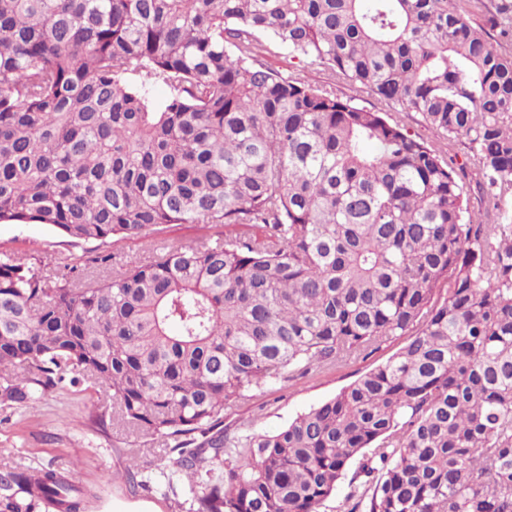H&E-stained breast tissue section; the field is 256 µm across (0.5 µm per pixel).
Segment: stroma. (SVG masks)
I'll return each instance as SVG.
<instances>
[{
    "label": "stroma",
    "instance_id": "35a3bbf8",
    "mask_svg": "<svg viewBox=\"0 0 512 512\" xmlns=\"http://www.w3.org/2000/svg\"><path fill=\"white\" fill-rule=\"evenodd\" d=\"M262 61L283 74H293L317 85L331 84L337 95L359 107L369 110L382 107L375 96L345 81H330L323 69L289 59L275 44H268ZM441 145L468 189L470 210L476 213L485 209L490 190L467 164L465 139L459 137ZM150 248L147 240L77 241L48 225L0 223V255L21 254L39 260L51 275L73 266L82 273L95 274L94 258L106 253L111 255V266L117 270L146 257ZM402 345V340L396 339L345 367L263 387L226 415L224 421L245 433L277 431L298 414L334 397L357 378L386 362ZM98 405V395L84 390L81 384L67 382L34 407L0 405V472L53 467L77 490L92 491L87 512H188L189 503L184 494L169 492L166 477L150 466L151 461L165 456L164 442L135 436L119 424H98L94 417ZM131 448L148 464L144 476L149 486L136 493L130 491L122 477L126 452Z\"/></svg>",
    "mask_w": 512,
    "mask_h": 512
}]
</instances>
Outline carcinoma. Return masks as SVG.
Returning <instances> with one entry per match:
<instances>
[{"label": "carcinoma", "mask_w": 512, "mask_h": 512, "mask_svg": "<svg viewBox=\"0 0 512 512\" xmlns=\"http://www.w3.org/2000/svg\"><path fill=\"white\" fill-rule=\"evenodd\" d=\"M483 7L0 0V223L224 227L102 279L0 256V404L68 375L109 392L96 420L163 439L189 512H319L357 459L371 494L350 512H512V213L470 214L453 162L391 115L465 138L512 196V7L479 24ZM264 37L387 111L267 67ZM402 336L284 428L223 426L255 390ZM143 470L128 458L131 491ZM74 491L3 471L0 512H85Z\"/></svg>", "instance_id": "obj_1"}]
</instances>
